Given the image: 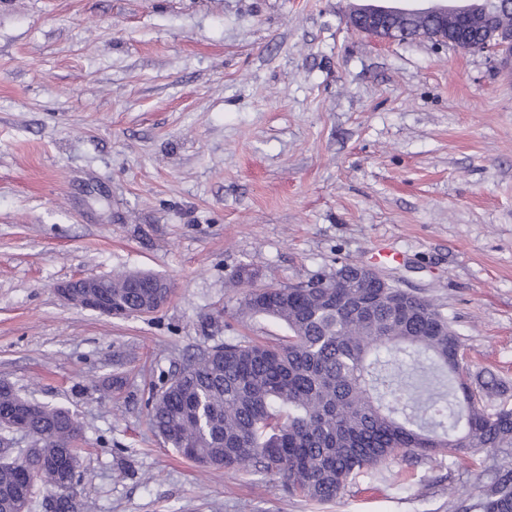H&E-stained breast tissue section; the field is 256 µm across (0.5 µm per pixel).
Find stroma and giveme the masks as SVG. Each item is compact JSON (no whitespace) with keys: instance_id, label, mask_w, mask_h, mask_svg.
<instances>
[{"instance_id":"1","label":"stroma","mask_w":512,"mask_h":512,"mask_svg":"<svg viewBox=\"0 0 512 512\" xmlns=\"http://www.w3.org/2000/svg\"><path fill=\"white\" fill-rule=\"evenodd\" d=\"M355 0H0V381L78 419L76 512H455L486 464L397 455L335 502L206 470L148 401L186 359L286 336L234 281L337 262L432 299L512 406V60L351 32ZM143 270L110 318L56 283Z\"/></svg>"}]
</instances>
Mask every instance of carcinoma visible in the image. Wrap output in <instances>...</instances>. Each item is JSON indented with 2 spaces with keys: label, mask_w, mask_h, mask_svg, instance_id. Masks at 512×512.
Returning <instances> with one entry per match:
<instances>
[{
  "label": "carcinoma",
  "mask_w": 512,
  "mask_h": 512,
  "mask_svg": "<svg viewBox=\"0 0 512 512\" xmlns=\"http://www.w3.org/2000/svg\"><path fill=\"white\" fill-rule=\"evenodd\" d=\"M464 28L469 42H492L480 18L470 16ZM357 272L342 263L320 277L328 288L254 289L252 274L240 270V310L282 322L288 340L227 341L181 364L151 397L153 431L203 467L272 476L316 502L335 500L400 451L473 457L512 448V407L483 406L460 334L439 307ZM155 278L116 275L108 292L132 310L149 308L165 294L152 287ZM22 409L40 445L21 463L0 458V512H27L33 495L19 491L21 468L54 489L64 486L57 459L81 474L77 418L0 383V429L9 431ZM475 507L512 512L511 466L494 473Z\"/></svg>",
  "instance_id": "cac0c4a2"
}]
</instances>
